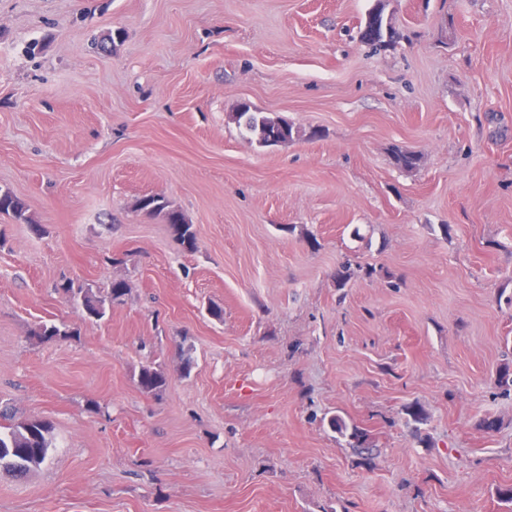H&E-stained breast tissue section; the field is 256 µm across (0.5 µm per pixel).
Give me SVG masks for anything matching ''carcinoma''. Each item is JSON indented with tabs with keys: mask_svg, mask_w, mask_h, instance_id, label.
<instances>
[{
	"mask_svg": "<svg viewBox=\"0 0 512 512\" xmlns=\"http://www.w3.org/2000/svg\"><path fill=\"white\" fill-rule=\"evenodd\" d=\"M397 39L393 26H388V32L373 33L368 23H363L359 29L361 43L375 49L387 47ZM231 118L246 131L258 136L263 146H276L293 139V126L278 117H271L264 112H256L247 104L239 107V111L231 114ZM394 165L403 170L416 168L419 155L409 149H397L393 152ZM141 209L149 215H163L165 223L173 237L187 251L198 247L197 234L193 225L189 224L184 215L168 205L160 197H152L150 201L141 204ZM0 214L11 216L21 224H27L35 233L42 231V225L28 214L25 204L9 192H0ZM56 290L80 301L85 316L90 320H100L106 312V304L123 300L128 292L123 280H115L109 285L105 295H97L89 288H74L70 281L56 285ZM32 335L40 341H53L68 335L66 326L54 322H44L32 330ZM137 383L141 390L153 395L161 394L167 387L168 379L165 373L154 367H144L140 371ZM329 427L339 435L347 438L349 445L361 454L370 453L366 447L367 434L363 429L348 424L342 417L333 416L328 421ZM53 445V430L49 422L27 418L8 425H0V468H6L15 476L22 477L32 468L42 464Z\"/></svg>",
	"mask_w": 512,
	"mask_h": 512,
	"instance_id": "carcinoma-1",
	"label": "carcinoma"
}]
</instances>
